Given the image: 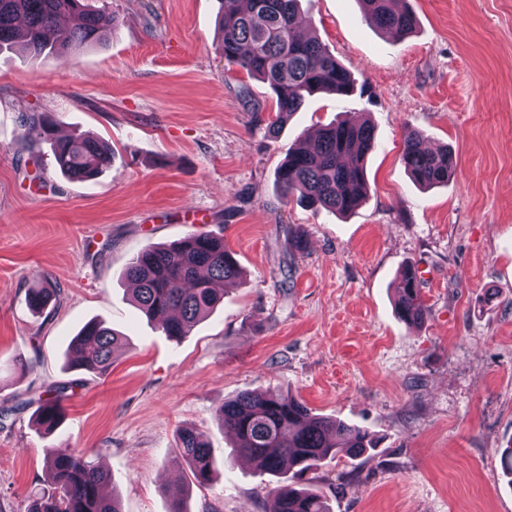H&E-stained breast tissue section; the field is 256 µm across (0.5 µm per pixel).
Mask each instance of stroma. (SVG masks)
I'll list each match as a JSON object with an SVG mask.
<instances>
[{
	"label": "stroma",
	"instance_id": "35a3bbf8",
	"mask_svg": "<svg viewBox=\"0 0 512 512\" xmlns=\"http://www.w3.org/2000/svg\"><path fill=\"white\" fill-rule=\"evenodd\" d=\"M105 4L118 25L104 47L0 54V512H26L46 449L65 446L109 471L122 512H267L276 477L229 459L216 411L269 390L378 438L367 458L309 473L332 512H512V0H405L417 28L403 40L358 0H301L356 90L314 94L275 139L267 86L220 54L224 0ZM34 113L108 142L110 169L62 175ZM337 120L376 129L370 193L345 216L305 209L275 181L289 147ZM408 127L452 148L447 184L413 183ZM193 230L222 236L244 276L175 343L123 273ZM408 263L429 310L419 328L394 308ZM42 287L57 300L35 313L27 293ZM92 320L124 336L105 376L66 367ZM76 378L61 426L39 430L41 401ZM182 428L208 437V486L176 453Z\"/></svg>",
	"mask_w": 512,
	"mask_h": 512
}]
</instances>
